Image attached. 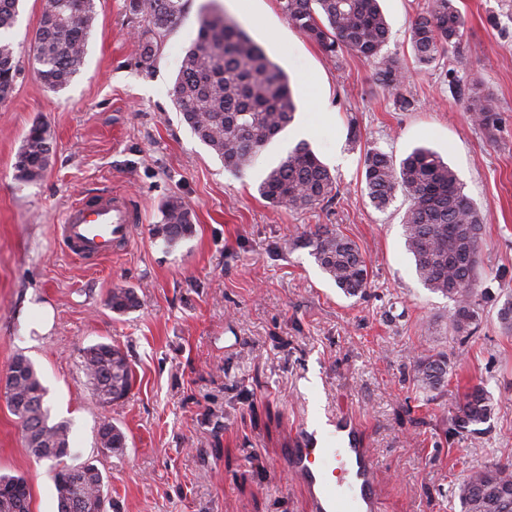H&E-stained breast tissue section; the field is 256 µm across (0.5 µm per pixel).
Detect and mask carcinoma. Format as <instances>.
<instances>
[{
  "label": "carcinoma",
  "instance_id": "obj_1",
  "mask_svg": "<svg viewBox=\"0 0 512 512\" xmlns=\"http://www.w3.org/2000/svg\"><path fill=\"white\" fill-rule=\"evenodd\" d=\"M20 0H0V30L13 27ZM288 22L315 42L329 58L346 49L374 61V79L387 88L401 86L406 73L399 60L382 53L389 27L379 0H279ZM127 9L148 19L142 39V58L148 62L158 48L157 37L179 25L186 0H128ZM94 0H45L36 33L37 74L50 89L62 90L84 61V48L94 21ZM463 19L455 0H426L411 25L410 42L416 62L435 63L462 36ZM20 74L12 45L0 40V92L12 90ZM481 82L470 79L474 91L471 110L489 130L494 126L491 98L481 94ZM176 105L194 134L224 162V168L243 173L253 166L265 145L293 120L297 103L288 75L270 60L234 18L215 9L202 14L192 48L181 60L174 85ZM51 146L47 130L32 125L15 162L16 177L34 182L44 176ZM364 181L377 209H385L396 192L409 200L405 215V244L421 282L454 303L449 330L471 336L478 327L481 303L491 300L477 290V269L484 216L466 196L456 173L442 157L417 148L400 162L387 153L365 154ZM272 204L310 209L338 195L336 178L304 143L270 168L258 186ZM162 220L152 235L174 247L193 233L192 209L178 197L162 206ZM319 268L348 296L364 292L369 271L357 245L349 238L319 226L306 238ZM130 288H114L107 305L123 313L137 306ZM82 366L93 395L105 406L124 399L131 390L133 371L122 350L98 343L82 351ZM416 381L438 390L449 373L442 353L419 357ZM11 412L20 420L26 447L38 460L55 464L54 486L59 512H72L79 501L83 512H107V486L99 469L87 462L67 464L69 429L49 423L45 388L31 361L15 356L5 373ZM492 406L480 386L472 388L457 408L453 433H481ZM102 448L115 452L126 447V436L109 420L98 426ZM463 512H512V465L494 463L472 470L458 485ZM0 512H30V490L21 476L0 475Z\"/></svg>",
  "mask_w": 512,
  "mask_h": 512
}]
</instances>
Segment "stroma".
<instances>
[{"instance_id":"35a3bbf8","label":"stroma","mask_w":512,"mask_h":512,"mask_svg":"<svg viewBox=\"0 0 512 512\" xmlns=\"http://www.w3.org/2000/svg\"><path fill=\"white\" fill-rule=\"evenodd\" d=\"M425 0H382L390 32L385 53L409 72L388 89L373 64L350 51L327 58L283 14L279 0H188L181 24L141 57L146 22L126 0H95L84 65L55 92L33 59L44 0H21L0 33L21 61L0 100V372L18 354L47 390L51 421L69 426V464L100 470L111 512H310L302 487L280 463L303 427L355 419L377 466L381 512H461L456 487L469 470L512 463V333L486 305L475 336L448 329L453 304L420 281L405 245L409 201L385 210L365 191L363 159L380 150L401 160L414 148L437 152L486 218L478 287L512 296V0H456L462 37L429 69H418L411 23ZM236 19L290 77L293 121L237 174L183 121L173 88L197 37L203 9ZM479 76L497 122L473 119L468 91ZM325 103V112L312 101ZM43 124L52 151L37 182L16 177L27 130ZM306 141L336 175L339 193L304 210L276 206L257 187L267 170ZM119 191L140 213L130 245L89 264L60 242L63 212L84 195ZM180 197L194 232L172 248L150 229ZM325 224L355 242L370 272L364 295L346 296L302 247ZM117 287L139 304L107 305ZM53 322L29 334L38 307ZM118 345L134 373L127 397L101 408L81 349ZM442 351L448 380L430 396L413 361ZM482 386L493 405L489 431L451 434L458 403ZM127 437L110 452L101 418ZM0 474L23 476L31 512H57L50 462L36 460L0 392Z\"/></svg>"}]
</instances>
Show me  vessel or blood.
Returning a JSON list of instances; mask_svg holds the SVG:
<instances>
[{"instance_id":"1","label":"vessel or blood","mask_w":512,"mask_h":512,"mask_svg":"<svg viewBox=\"0 0 512 512\" xmlns=\"http://www.w3.org/2000/svg\"><path fill=\"white\" fill-rule=\"evenodd\" d=\"M138 220L124 194L83 197L62 219L63 248L74 259L98 262L129 242ZM282 464L304 488L311 512H380L374 461L353 421H337L331 430L301 428Z\"/></svg>"}]
</instances>
